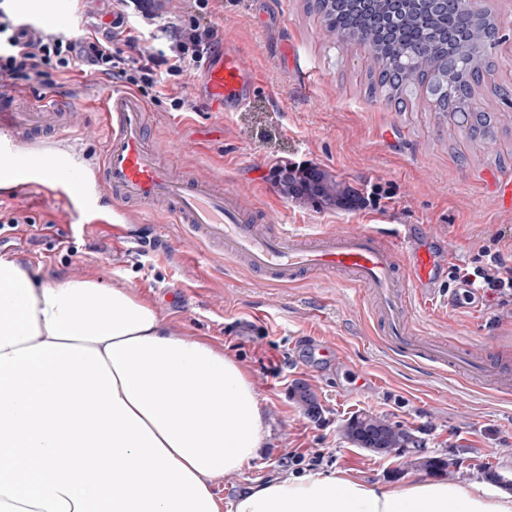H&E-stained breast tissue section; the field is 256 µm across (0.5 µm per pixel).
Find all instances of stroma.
Masks as SVG:
<instances>
[{"label": "stroma", "instance_id": "obj_1", "mask_svg": "<svg viewBox=\"0 0 512 512\" xmlns=\"http://www.w3.org/2000/svg\"><path fill=\"white\" fill-rule=\"evenodd\" d=\"M69 31L107 32L113 0H67ZM311 0H211L197 15L193 0H161L160 23L200 16L215 41L232 44L260 71L262 85L242 112L175 109V97L193 99L191 77L164 78L166 98L150 105L161 161L176 157L213 187L253 201L261 225L288 224L312 235L353 224H427L457 266L470 264L481 246L512 231V0H492L499 41L473 102L495 113L492 135L470 139L417 94L405 111L367 90L373 65L362 45L337 48ZM275 47L290 56H275ZM110 135L101 111L74 113L66 138L44 134L39 147L17 156L63 154L90 170ZM316 165L353 188L362 205L318 206L281 191L278 167ZM379 194L378 204L368 203ZM29 224L0 240V256L17 259L49 278L94 277L152 300L160 318L186 336L209 338L248 370L269 419L264 452L215 491L233 500L244 485L268 482L280 471H339L387 487L434 478L427 458L447 460L443 480L497 490L496 476L512 474V390L484 378L463 380L418 365L373 342L375 311L356 298L344 275L311 276L288 286L267 285L231 259L208 260L200 240L166 214L121 213L94 179L83 201L66 202L55 188L0 184V216ZM444 309L420 312L419 335L445 342L490 343L496 360L512 369V304L499 306L483 291L466 294L446 280L437 290ZM334 341L347 366L326 371L310 361L305 337ZM378 384L361 387L362 374ZM308 386L319 406L307 415L296 385ZM373 413L411 432L417 447L386 456L347 440L343 425Z\"/></svg>", "mask_w": 512, "mask_h": 512}]
</instances>
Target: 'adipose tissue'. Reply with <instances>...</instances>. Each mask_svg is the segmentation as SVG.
Listing matches in <instances>:
<instances>
[{
  "label": "adipose tissue",
  "instance_id": "ef3b65f1",
  "mask_svg": "<svg viewBox=\"0 0 512 512\" xmlns=\"http://www.w3.org/2000/svg\"><path fill=\"white\" fill-rule=\"evenodd\" d=\"M268 425L245 367L151 300L0 257V512H512L472 483L284 474L218 498ZM68 449L58 466L59 449Z\"/></svg>",
  "mask_w": 512,
  "mask_h": 512
}]
</instances>
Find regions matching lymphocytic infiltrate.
Here are the masks:
<instances>
[{
  "instance_id": "1",
  "label": "lymphocytic infiltrate",
  "mask_w": 512,
  "mask_h": 512,
  "mask_svg": "<svg viewBox=\"0 0 512 512\" xmlns=\"http://www.w3.org/2000/svg\"><path fill=\"white\" fill-rule=\"evenodd\" d=\"M113 10L131 23L114 27L103 40L89 31L78 36L47 33L0 11V76L49 88L55 74L80 63L91 76L118 79L145 94L157 87L158 74L186 75L213 49V29L202 26L197 18L174 24L162 39L157 34V16L145 9L143 0H113ZM128 47L136 49V56L125 55ZM451 277L493 291L501 305L512 303V266L499 250L482 248L473 266L454 269Z\"/></svg>"
}]
</instances>
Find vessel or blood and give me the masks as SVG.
<instances>
[{
  "label": "vessel or blood",
  "mask_w": 512,
  "mask_h": 512,
  "mask_svg": "<svg viewBox=\"0 0 512 512\" xmlns=\"http://www.w3.org/2000/svg\"><path fill=\"white\" fill-rule=\"evenodd\" d=\"M260 86L257 72L236 46L214 50L193 77L192 91L221 112L249 106ZM83 104L74 96L45 95L23 100L0 96V151L46 129L65 134L68 115ZM111 129L94 173L120 211L147 214L164 208L172 223L187 225L210 249L244 262L248 271L274 285L295 282L301 273H348L360 298L373 301L385 345L412 358L465 377L492 372L497 387L512 386V375L490 371L485 358H471L464 341L444 346L417 336L419 309L429 308L448 262L409 225L385 231L366 224L307 237L287 225L260 228L252 208L237 193L213 188L193 172L160 162L147 137L149 108L136 94L112 89L100 100ZM32 184L64 185L80 198L82 178L48 165Z\"/></svg>",
  "instance_id": "vessel-or-blood-1"
}]
</instances>
